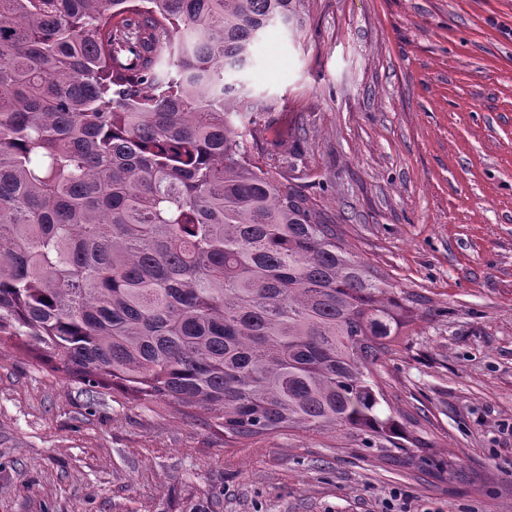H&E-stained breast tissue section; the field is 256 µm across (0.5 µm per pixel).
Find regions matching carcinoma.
I'll list each match as a JSON object with an SVG mask.
<instances>
[{"mask_svg":"<svg viewBox=\"0 0 512 512\" xmlns=\"http://www.w3.org/2000/svg\"><path fill=\"white\" fill-rule=\"evenodd\" d=\"M295 0H0V343L224 438L340 432L445 462L377 375L423 298L263 169L225 80Z\"/></svg>","mask_w":512,"mask_h":512,"instance_id":"1","label":"carcinoma"}]
</instances>
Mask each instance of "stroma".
<instances>
[{
  "label": "stroma",
  "instance_id": "stroma-1",
  "mask_svg": "<svg viewBox=\"0 0 512 512\" xmlns=\"http://www.w3.org/2000/svg\"><path fill=\"white\" fill-rule=\"evenodd\" d=\"M233 79L248 141L396 288L424 297L377 376L452 463L360 441H225L0 345V512H512V0H301Z\"/></svg>",
  "mask_w": 512,
  "mask_h": 512
}]
</instances>
